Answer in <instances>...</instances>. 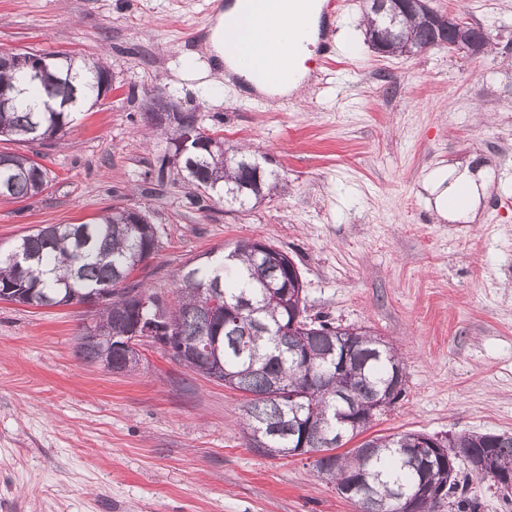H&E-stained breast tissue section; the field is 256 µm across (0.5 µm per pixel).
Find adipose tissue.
Here are the masks:
<instances>
[{
	"mask_svg": "<svg viewBox=\"0 0 512 512\" xmlns=\"http://www.w3.org/2000/svg\"><path fill=\"white\" fill-rule=\"evenodd\" d=\"M320 17L319 0H309L298 25L285 15L280 0H233L209 37L212 62L224 64L256 90L288 95L309 74L305 62L313 54ZM493 178L489 169L433 172L428 183L435 210L449 223H473Z\"/></svg>",
	"mask_w": 512,
	"mask_h": 512,
	"instance_id": "ef3b65f1",
	"label": "adipose tissue"
}]
</instances>
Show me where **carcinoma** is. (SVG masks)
Segmentation results:
<instances>
[{"instance_id":"carcinoma-1","label":"carcinoma","mask_w":512,"mask_h":512,"mask_svg":"<svg viewBox=\"0 0 512 512\" xmlns=\"http://www.w3.org/2000/svg\"><path fill=\"white\" fill-rule=\"evenodd\" d=\"M365 37L373 45L401 54L406 49L434 45L437 32L425 16L387 4L367 13ZM49 58L43 82H32L21 70L0 66V87L19 92L0 98V137L24 143H42L61 137L72 125L76 110L98 102L111 87L112 77L101 59L77 58L71 54L44 52ZM151 127L166 136L168 152L157 158V181L165 178L171 164H179L187 198L199 209L210 203H229L242 208L263 200L275 186L260 179L259 191L246 183L257 170L254 159L238 148L226 154L217 148L196 149L178 155V134L156 124L145 113ZM40 154L0 153V190L4 196L25 200L41 194L49 184L48 169L37 161ZM264 242L240 240L229 252H211L183 269L176 301L168 303L157 292L146 291L130 275L155 252V225L130 224L126 208L114 207L95 220L82 224H50L20 238L16 246L27 257L15 262L12 251H0V293L15 289L13 302L53 307L63 300H82L102 288L112 289V301L99 305L96 329L112 337V360L120 364L119 345L134 334L143 320L175 338L169 355L177 359L180 344L202 338L212 345L209 356L223 366L224 385L249 395L245 409L246 447L297 448L302 427L308 420L320 426L321 456L313 461L318 478L340 491L353 482L384 504L382 512H394L397 494L419 491L426 477L427 450L407 440L408 433L378 436L374 452L361 458L354 448L337 453L350 440L367 431L374 421L364 405L392 384L395 367L403 366L392 343L372 331L335 325L296 311L280 293L297 288V280L285 270L266 266L259 250ZM219 286L224 300L234 306L245 300L253 313L238 317L210 313L200 290ZM360 351L358 360L340 366L343 352ZM326 372L325 384L307 387L308 377ZM344 406L363 415L359 424L336 419L339 393ZM463 446L476 455L492 451L504 471L512 472V434H493L484 444L477 433L459 435ZM447 487L439 497L421 502L423 512H436L443 502L455 512H476L467 496V485L459 466L448 468Z\"/></svg>"}]
</instances>
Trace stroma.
<instances>
[{
	"instance_id": "obj_1",
	"label": "stroma",
	"mask_w": 512,
	"mask_h": 512,
	"mask_svg": "<svg viewBox=\"0 0 512 512\" xmlns=\"http://www.w3.org/2000/svg\"><path fill=\"white\" fill-rule=\"evenodd\" d=\"M368 0H341L303 91L252 96L187 68L213 0H0V50L102 56L112 88L41 147L47 189L0 197V248L48 224L115 206L160 231L132 274L173 295L177 271L242 239L286 253L307 312L393 342L405 393L376 436L512 433V0H433L491 32L484 53L435 47L411 57L365 39ZM166 94L225 146L250 145L271 198L201 211L176 174L149 177L167 148L141 106ZM487 164L494 181L475 224L437 220L429 174ZM84 306L0 301V512H359L306 456L245 445L246 394L145 347L132 371L82 362Z\"/></svg>"
}]
</instances>
